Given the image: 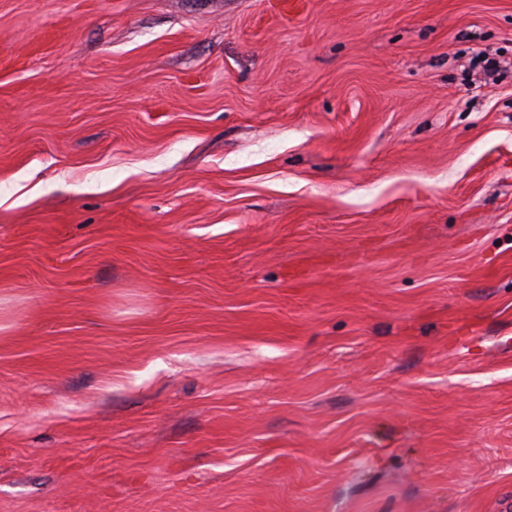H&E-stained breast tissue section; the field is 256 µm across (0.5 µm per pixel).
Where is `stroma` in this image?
Wrapping results in <instances>:
<instances>
[{
	"label": "stroma",
	"instance_id": "35a3bbf8",
	"mask_svg": "<svg viewBox=\"0 0 512 512\" xmlns=\"http://www.w3.org/2000/svg\"><path fill=\"white\" fill-rule=\"evenodd\" d=\"M0 512H512V0H0Z\"/></svg>",
	"mask_w": 512,
	"mask_h": 512
}]
</instances>
